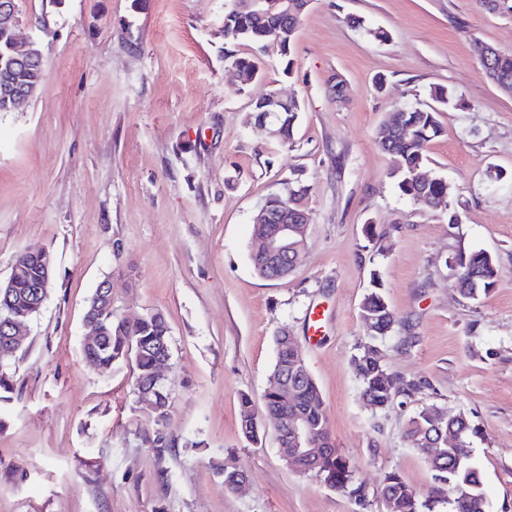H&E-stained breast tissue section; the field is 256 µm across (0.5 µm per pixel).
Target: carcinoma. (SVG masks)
Returning <instances> with one entry per match:
<instances>
[{
	"mask_svg": "<svg viewBox=\"0 0 512 512\" xmlns=\"http://www.w3.org/2000/svg\"><path fill=\"white\" fill-rule=\"evenodd\" d=\"M303 0H288V14L274 11L243 8L239 0H232L224 13V43L248 42L264 51L270 41L279 44L281 51H287L302 15ZM482 69L491 81L503 91H512V56L502 55L493 48L480 44L475 46ZM14 54L11 31L0 23V76L4 75L14 83L35 85L43 82V67L12 65ZM224 59L238 68L246 76L257 79L261 76L263 60L254 55L239 57L227 50ZM431 98L445 108L458 105V98L448 88L437 87L431 90ZM272 109L268 95L256 98L252 103L254 124L265 123L267 111ZM301 106L281 109L279 112V134L276 139L287 143L293 140L294 129L299 119ZM402 122L407 132L402 134L392 130L395 113H390L376 130L375 142L381 150L399 157L400 166L395 172L397 187L419 207L432 210L441 203V197L448 194V183L441 177L429 183H420L415 174L428 163L427 146L443 133L437 114L432 106L401 109ZM306 194L303 186L288 188L283 201L292 209L305 210L302 199ZM16 272L14 286L0 290V403L10 401L12 393L11 376L8 366L17 355L11 349L9 337L2 331L3 325L13 317V313L24 306L28 307V319H33L41 306L29 305L32 286L43 276L46 265L52 260L41 252H24L15 259ZM450 269L456 276L459 293L466 299H474L480 294H488L497 281L498 269L493 257L484 251L459 254L453 258ZM383 283L379 273L370 272L369 289L360 304V311L371 316L372 323L367 327L369 340L358 346L351 358L352 367L361 383L362 395L375 410H386L404 403L416 391L427 386L421 379L406 380L383 362L378 340L394 330L399 320L386 302L382 293ZM98 294H93L86 312L98 323L99 340L84 348L89 363L102 369L121 362L131 363L135 377L134 388L140 399H150L155 405L151 412L153 428L152 447L161 454L169 447L166 441V428L170 419L169 398L161 375L156 372V364L164 353L170 351V327L163 313L149 312L135 321L117 320L112 317V306H97ZM275 371H288L298 374L301 368L295 366L296 351L283 335L275 336ZM267 414L274 419L278 415L302 414L312 428V440L317 448L331 449L325 460V468L320 477L327 486L354 499L359 506L366 505L363 484L357 482L349 461L341 455L332 440L329 421L320 390L313 377H304L293 395L267 393L264 396ZM251 399L241 397L240 432L243 437L256 442L260 435V425L250 411ZM435 407L422 408L409 419L405 435L415 446L428 437L431 445L421 449L434 471L433 484L419 500V494L399 473L389 472L384 477L383 494L390 502L391 512H421L425 508L434 512L436 505L448 503L452 512H488V501L483 489L482 476L471 462L470 445L478 431L471 426L466 416L459 414L443 422L442 432L431 429ZM460 433L461 441L448 447V431ZM468 487L469 494L464 498L450 496L454 487Z\"/></svg>",
	"mask_w": 512,
	"mask_h": 512,
	"instance_id": "1",
	"label": "carcinoma"
}]
</instances>
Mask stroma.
<instances>
[{
    "instance_id": "obj_1",
    "label": "stroma",
    "mask_w": 512,
    "mask_h": 512,
    "mask_svg": "<svg viewBox=\"0 0 512 512\" xmlns=\"http://www.w3.org/2000/svg\"><path fill=\"white\" fill-rule=\"evenodd\" d=\"M227 6L19 2L18 32L39 43L44 81L0 112V279L15 255L43 249L54 282L0 406V512H387L386 473L421 494L433 482L404 435L429 405L478 428L470 454L489 512H512V95L474 52L483 42L512 55V0H313L288 50L268 44L265 77L250 85L224 60ZM434 86L460 104L440 113L427 148L451 207L424 211L398 190L397 160L374 134L388 113L428 104ZM269 91L300 101L290 144L248 122ZM295 180L308 188L305 249L287 278L259 277L253 217ZM479 250L499 275L466 299L449 263ZM374 269L399 320L383 360L427 382L385 411L368 406L350 364L367 339L359 305ZM107 278L113 316L157 310L170 327L173 445L161 454L145 442L150 412L131 366L103 370L83 355L85 308ZM283 331L367 507L280 454L263 396ZM244 395L255 444L240 433ZM226 461L246 475L241 489L225 490Z\"/></svg>"
}]
</instances>
